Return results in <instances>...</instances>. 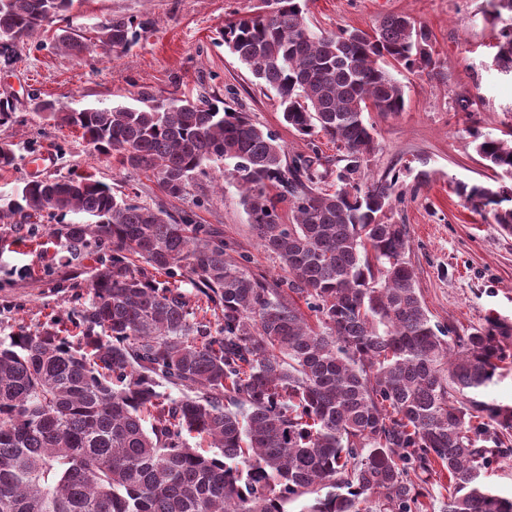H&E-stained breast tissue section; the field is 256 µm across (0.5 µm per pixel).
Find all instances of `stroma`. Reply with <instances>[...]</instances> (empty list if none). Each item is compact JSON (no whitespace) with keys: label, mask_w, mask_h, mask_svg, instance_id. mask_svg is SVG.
Instances as JSON below:
<instances>
[{"label":"stroma","mask_w":512,"mask_h":512,"mask_svg":"<svg viewBox=\"0 0 512 512\" xmlns=\"http://www.w3.org/2000/svg\"><path fill=\"white\" fill-rule=\"evenodd\" d=\"M259 0H77L74 28L91 30L112 18L153 20L124 55L95 53L77 60L53 45L55 26L20 46L12 65L0 63V98L14 104L11 123L0 126L15 165L0 171V194L8 196L36 174L31 157L48 152L46 176L85 173L114 193H137L141 203L162 206L191 224H215L224 240L251 258L252 271L276 277L279 263L258 245L233 185H220L217 168L197 176L179 199L167 197L151 173L120 169L97 154L79 132L58 129L35 116L30 93L65 110L130 103L140 88L159 96L193 91L214 95L247 113L273 133L289 155L318 152L335 171L337 151L326 137L306 138L282 118L275 92L261 88L225 47L218 32L236 16L255 11ZM306 18L318 31L368 30L388 14H401L431 34L434 68H393L405 90V109L365 113L375 152L365 171L372 181L398 174L390 216L406 225L407 260L429 317L459 334L495 318L512 348V235L473 211L455 191L457 183H500L476 153L471 128L500 137L512 127V70L496 64L494 44L512 12L492 0H306ZM65 253L46 235L22 244L10 224L0 223V338L19 329L36 331L78 305L80 291L67 287Z\"/></svg>","instance_id":"1"}]
</instances>
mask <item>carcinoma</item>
<instances>
[{"label":"carcinoma","instance_id":"1","mask_svg":"<svg viewBox=\"0 0 512 512\" xmlns=\"http://www.w3.org/2000/svg\"><path fill=\"white\" fill-rule=\"evenodd\" d=\"M73 2L0 0L4 64ZM271 8L225 24L224 45L276 93L288 125L336 145L326 187L318 156L287 159L270 131L215 98L142 89L135 105L70 112L41 100L36 115L125 170L152 172L169 197L224 165L283 274L250 272L223 229L179 223L89 176L27 181L5 209L22 220L15 230L32 241V218L72 213L49 235L68 264L95 268L80 307L0 340V512H287L304 496L302 512H429L435 478L448 479L439 512H512L481 480L512 457V407L458 399L498 376L506 332L494 320L461 336L431 321L407 226L388 222L398 176L361 181L374 148L367 105L405 109L384 63L434 66L430 32L398 14L369 32H317L302 0ZM146 26L113 18L53 40L76 59L98 47L120 56ZM497 48L512 69V29ZM470 135L512 177V142ZM456 191L512 232V185ZM286 200L290 224L277 212Z\"/></svg>","mask_w":512,"mask_h":512}]
</instances>
